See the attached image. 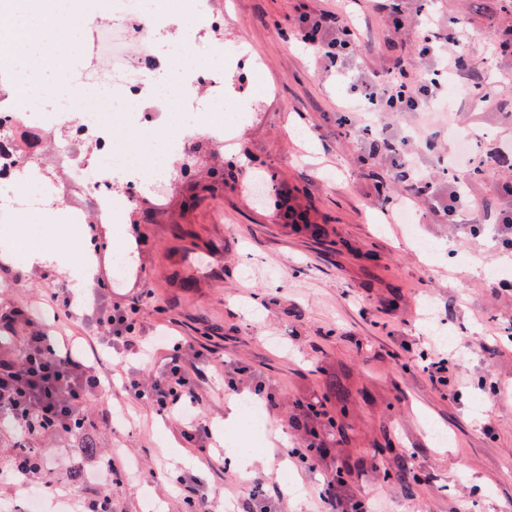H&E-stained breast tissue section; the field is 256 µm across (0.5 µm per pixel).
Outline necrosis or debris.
Instances as JSON below:
<instances>
[{
    "label": "necrosis or debris",
    "mask_w": 512,
    "mask_h": 512,
    "mask_svg": "<svg viewBox=\"0 0 512 512\" xmlns=\"http://www.w3.org/2000/svg\"><path fill=\"white\" fill-rule=\"evenodd\" d=\"M168 2L171 14L163 19L148 9L134 12L131 0H92L85 12L57 11L59 28L90 27L107 33L109 41L67 77V94L51 110L38 103L30 71L14 53L27 31L0 28V182L12 186L14 205L39 206L49 195H78L86 204L71 206V223H87L90 204L98 223L109 224L118 208L136 199L132 191L113 197V175L138 165L143 179L164 192L187 171L177 153L189 134L204 132L216 149H223V65L177 51L161 57L157 47L180 25L203 37L222 29L224 17L210 11L209 0ZM159 62L174 82L154 89L151 73ZM90 98L98 111H86ZM171 103L176 106L171 125L157 123V113ZM116 119L145 127L150 138L167 143V151L148 157L139 144L118 143L112 135Z\"/></svg>",
    "instance_id": "1"
}]
</instances>
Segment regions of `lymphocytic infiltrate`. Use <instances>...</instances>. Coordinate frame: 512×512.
<instances>
[{
    "mask_svg": "<svg viewBox=\"0 0 512 512\" xmlns=\"http://www.w3.org/2000/svg\"><path fill=\"white\" fill-rule=\"evenodd\" d=\"M308 42L324 57L333 49L354 44L356 29L349 19L322 16L307 33ZM452 87L430 77L412 86L364 82L353 96L357 112H419L450 97ZM104 333L108 347L132 355L145 364H156L150 382L126 378L123 387L129 398L156 413L174 418L185 443L195 448L204 464H214L211 448L216 439L212 425L200 417L186 418V407L199 403L198 389L205 378L197 361L202 351L186 357L181 343L165 355L134 337V312L94 296L90 315ZM21 323L30 329L23 351H16L13 337L0 336V418L19 422L14 445L32 448L34 437L84 432L83 410L90 395L101 392L103 382L88 361L62 347L28 310H21Z\"/></svg>",
    "mask_w": 512,
    "mask_h": 512,
    "instance_id": "lymphocytic-infiltrate-1",
    "label": "lymphocytic infiltrate"
}]
</instances>
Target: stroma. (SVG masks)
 <instances>
[{
  "instance_id": "35a3bbf8",
  "label": "stroma",
  "mask_w": 512,
  "mask_h": 512,
  "mask_svg": "<svg viewBox=\"0 0 512 512\" xmlns=\"http://www.w3.org/2000/svg\"><path fill=\"white\" fill-rule=\"evenodd\" d=\"M224 30L192 41L197 57L240 45L246 61L233 67L225 94L248 111L232 149L201 135L186 138L196 163L165 198L145 190L115 224L81 225L55 238L30 233L62 257L93 254L94 279L79 282L71 266H17L0 254V309L19 304L53 312L51 289L92 297L94 288L128 306L140 304V336H171L206 346L209 377L201 385V417L232 435L224 420L234 396L252 398L256 384L275 396L263 409L259 459L248 480L232 463L209 469L184 447L174 420L127 398L121 379L145 377L137 358L103 357L112 380L87 404L85 426L114 459L134 455L141 471L196 469L223 489L217 512H242L237 490L257 484L271 512H316L317 492L349 458H363L339 486L344 507L367 512H512V403L485 408L491 386L512 388V254L498 229L512 214V54H494L493 32L512 27L496 0H349L360 28L346 70H336L305 44L300 18L338 11V0H215ZM459 38L464 60L453 73L450 108L382 112L364 119L347 111L350 87L361 79L418 83L434 59L418 55L423 12ZM489 92L481 101L478 89ZM371 132H364V125ZM433 189L414 203L413 229L393 222L412 173ZM274 176L255 195L252 179ZM468 180L470 204L454 219L441 208L454 177ZM324 225L321 235L285 225V207ZM124 251L123 274L113 256ZM456 336L441 344L432 332ZM444 353L457 391L434 384L423 354ZM236 372L238 389L225 387ZM349 391L343 414L325 433L328 450L314 468L287 451L319 428L302 405L328 394L327 376ZM448 434L436 442L434 430ZM59 476L58 494L86 467L82 440L43 441ZM384 455H375L376 445ZM407 460L421 482L406 494L390 480ZM181 512L169 483L128 479L112 488V512Z\"/></svg>"
}]
</instances>
